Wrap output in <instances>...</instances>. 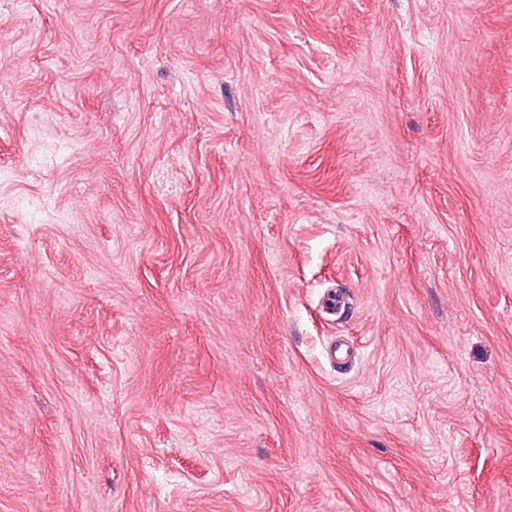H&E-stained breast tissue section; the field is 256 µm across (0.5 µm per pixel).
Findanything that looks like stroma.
Listing matches in <instances>:
<instances>
[{"mask_svg": "<svg viewBox=\"0 0 512 512\" xmlns=\"http://www.w3.org/2000/svg\"><path fill=\"white\" fill-rule=\"evenodd\" d=\"M0 512H512V0H0Z\"/></svg>", "mask_w": 512, "mask_h": 512, "instance_id": "35a3bbf8", "label": "stroma"}]
</instances>
